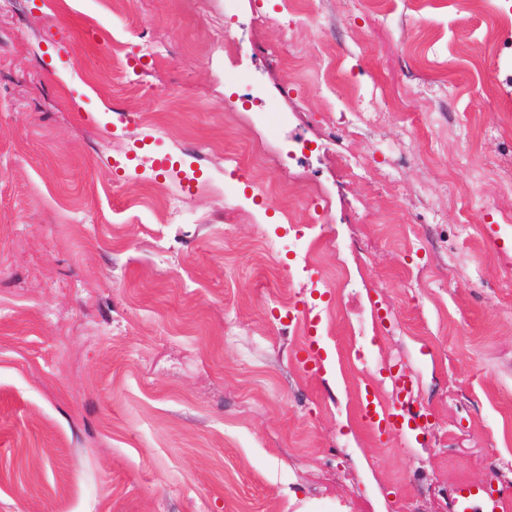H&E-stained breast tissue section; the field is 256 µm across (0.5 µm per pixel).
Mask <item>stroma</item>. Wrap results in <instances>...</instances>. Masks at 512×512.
<instances>
[{
	"instance_id": "obj_1",
	"label": "stroma",
	"mask_w": 512,
	"mask_h": 512,
	"mask_svg": "<svg viewBox=\"0 0 512 512\" xmlns=\"http://www.w3.org/2000/svg\"><path fill=\"white\" fill-rule=\"evenodd\" d=\"M498 13L0 14V512H459L461 484L512 512ZM255 148L272 191L228 161ZM394 368L427 420L381 438L358 395L391 404Z\"/></svg>"
}]
</instances>
